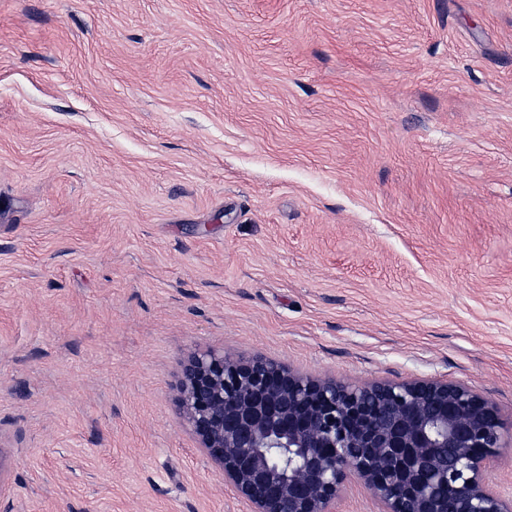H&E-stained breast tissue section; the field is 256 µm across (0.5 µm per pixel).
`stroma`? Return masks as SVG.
Instances as JSON below:
<instances>
[{
  "label": "stroma",
  "instance_id": "35a3bbf8",
  "mask_svg": "<svg viewBox=\"0 0 512 512\" xmlns=\"http://www.w3.org/2000/svg\"><path fill=\"white\" fill-rule=\"evenodd\" d=\"M497 407L512 0H0V512H247L189 357Z\"/></svg>",
  "mask_w": 512,
  "mask_h": 512
}]
</instances>
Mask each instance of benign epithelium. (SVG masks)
I'll use <instances>...</instances> for the list:
<instances>
[{
	"label": "benign epithelium",
	"instance_id": "7a95c632",
	"mask_svg": "<svg viewBox=\"0 0 512 512\" xmlns=\"http://www.w3.org/2000/svg\"><path fill=\"white\" fill-rule=\"evenodd\" d=\"M179 393L186 422L250 512H331L351 474L384 512H512L483 479L503 444L498 410L464 385L357 386L206 351L189 359Z\"/></svg>",
	"mask_w": 512,
	"mask_h": 512
}]
</instances>
